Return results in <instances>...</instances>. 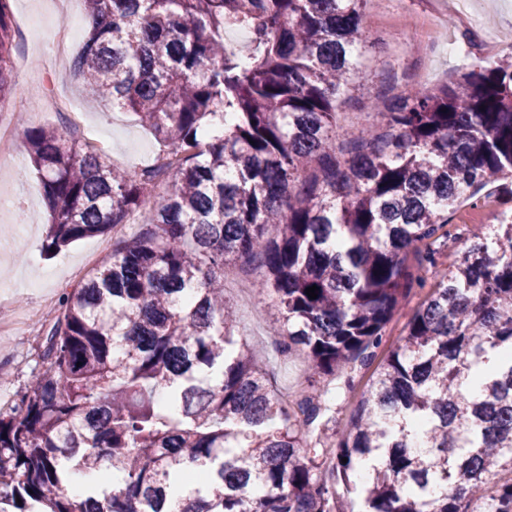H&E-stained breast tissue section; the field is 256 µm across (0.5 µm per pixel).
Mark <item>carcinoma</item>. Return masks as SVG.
I'll list each match as a JSON object with an SVG mask.
<instances>
[{"label":"carcinoma","instance_id":"carcinoma-1","mask_svg":"<svg viewBox=\"0 0 512 512\" xmlns=\"http://www.w3.org/2000/svg\"><path fill=\"white\" fill-rule=\"evenodd\" d=\"M11 2L0 105L14 88ZM369 2L85 0L98 23L74 70L174 162L115 169L64 129H24L50 210L45 253L140 209L151 219L63 294L47 367L0 411V512H172L174 497L179 512H478L485 499L512 512V210L432 285L421 274L467 189L495 177L512 196V59L471 64L459 89L360 97ZM231 29L247 53L226 47ZM346 107L376 123L345 130ZM237 262L260 270L278 351L307 354L297 413L236 332L224 267ZM379 348L372 392L330 430L321 379ZM72 471L100 479L74 496ZM428 290V286L422 291L416 288L415 290L412 291L409 298H407V300L403 302L398 315L396 316L395 320L391 323V325L388 327L387 334L389 335L390 341L394 340L398 336L403 324L407 320L408 315L425 298V295L428 292Z\"/></svg>","mask_w":512,"mask_h":512}]
</instances>
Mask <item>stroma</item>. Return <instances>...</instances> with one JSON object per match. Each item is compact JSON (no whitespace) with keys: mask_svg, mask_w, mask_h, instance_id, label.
Returning <instances> with one entry per match:
<instances>
[{"mask_svg":"<svg viewBox=\"0 0 512 512\" xmlns=\"http://www.w3.org/2000/svg\"><path fill=\"white\" fill-rule=\"evenodd\" d=\"M12 10L17 27L15 91L38 79L60 99L76 102L85 114V124L74 130V137L95 133L108 164L135 169L158 155L157 140L133 112L114 110L74 79L71 61L83 41L77 38L65 51L56 50L52 35L60 28L62 16L57 0H13ZM470 10L476 21L468 25L448 0H372L364 10L370 43L365 49L360 93L375 94L391 72L397 76L399 91L413 85H454L472 60H492L512 52V0H471ZM28 166L23 145L12 165L0 166V191L16 189L28 213L24 224L0 218V281L5 284L0 292V369L9 375L0 383V407L12 405L32 375L45 368L41 359L44 335L25 327L30 313L45 306L50 318H57L63 292L112 250L113 237L106 234L74 242L59 255L47 256L42 245L48 231V208ZM511 207L512 197L495 181L480 191L478 202L462 203L449 218L450 237L441 263H452L474 231ZM224 294L237 312L240 335L271 366L273 385L291 397H301L310 384L305 353H276L275 315L256 299L245 298L233 282L225 283ZM373 372L370 366L353 367L354 385L349 391L343 390L342 379L330 380L328 416L337 429H345L351 408L368 395Z\"/></svg>","mask_w":512,"mask_h":512,"instance_id":"obj_1","label":"stroma"}]
</instances>
